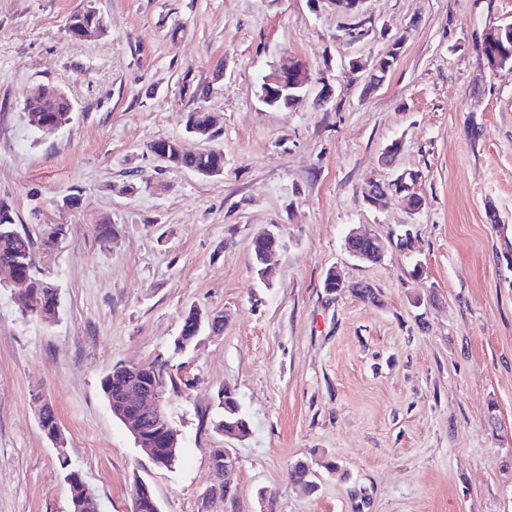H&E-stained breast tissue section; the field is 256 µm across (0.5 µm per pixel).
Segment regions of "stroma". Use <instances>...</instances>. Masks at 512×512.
I'll return each mask as SVG.
<instances>
[{
	"instance_id": "1",
	"label": "stroma",
	"mask_w": 512,
	"mask_h": 512,
	"mask_svg": "<svg viewBox=\"0 0 512 512\" xmlns=\"http://www.w3.org/2000/svg\"><path fill=\"white\" fill-rule=\"evenodd\" d=\"M89 3L107 34L70 38ZM511 22L512 0H366L354 16L330 0H0V201L19 229L63 227L37 253L57 322L22 317L18 287L0 286V512H70L69 469L100 512H132L138 478L162 512H353L356 490L362 512H512V69L478 50ZM286 56L328 76L324 106L262 104L261 79ZM41 85L74 106L49 136L24 118ZM198 109L219 119L223 176L148 150L200 149L185 130ZM409 173L421 210L393 192L368 204ZM74 190L79 205L61 207ZM272 228L264 282L252 240ZM355 228L385 242L380 262L349 256ZM407 229L410 252L395 246ZM333 268L348 286L331 294ZM193 306L223 327L176 350ZM152 362L182 380L165 393L181 434L171 469L100 390L113 365ZM225 387L249 422L239 440L212 427ZM44 402L63 448L40 429ZM215 448L237 458L224 499L209 494ZM299 460L316 493L290 480Z\"/></svg>"
}]
</instances>
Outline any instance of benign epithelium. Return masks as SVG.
Masks as SVG:
<instances>
[{
    "instance_id": "7a95c632",
    "label": "benign epithelium",
    "mask_w": 512,
    "mask_h": 512,
    "mask_svg": "<svg viewBox=\"0 0 512 512\" xmlns=\"http://www.w3.org/2000/svg\"><path fill=\"white\" fill-rule=\"evenodd\" d=\"M267 88H275L279 94L292 95L301 98L302 92L312 84L318 85L317 97L330 98L333 93L332 85L327 77L312 80L310 73L299 62L283 63L272 68L271 72L263 78ZM395 190L404 193L410 203L411 210L418 211L423 202L414 192L413 184L402 176L395 182ZM367 240L376 249L383 253L385 244L381 239L369 234L351 233L346 240V249L350 256L362 260L364 255L353 244ZM117 368L125 370L124 385L112 395V409L119 412L128 431L136 440V446L151 459L158 468L165 466L167 455L157 449L154 440V431H166V413L163 408V393L160 385L145 382L140 373L148 368L137 364H119ZM213 465L224 466V475L232 474L237 468V458L227 448H216L212 452ZM68 485L79 489L75 493L72 508L74 512H98L97 502L93 492L86 485L80 474L71 472L67 476ZM135 512H160L157 500L147 484L138 479L135 481Z\"/></svg>"
}]
</instances>
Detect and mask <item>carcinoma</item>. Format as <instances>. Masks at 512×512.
I'll return each mask as SVG.
<instances>
[{"label":"carcinoma","instance_id":"1","mask_svg":"<svg viewBox=\"0 0 512 512\" xmlns=\"http://www.w3.org/2000/svg\"><path fill=\"white\" fill-rule=\"evenodd\" d=\"M92 30L93 36L102 37L107 33V27L97 11L86 5L73 12L68 19L67 32L75 39L81 38V32ZM27 115L38 116L51 126L66 125L73 118V105L61 89L40 91L25 102ZM152 153L162 152L167 155L166 167L172 169H188L198 172L206 169L224 167V154L219 151L188 153L178 141L161 139L149 146ZM279 241L269 240L258 236L252 241V264L255 271H260L261 256L278 248ZM20 272L31 279L30 302L21 308L23 315L49 325L58 317L59 298L58 286L47 280L37 269L35 240L30 233L20 231L12 209L0 203V272ZM194 309H189L183 319L175 347L184 350L190 347L197 336ZM154 370L156 381L163 385V390L175 386L174 376L165 364H149ZM224 398L218 400V408L222 409V417L214 423V428L224 431V422L236 420L231 409L237 405L234 393L229 388L220 390ZM294 483L300 485L308 493L317 491L318 483L310 466L302 461L295 462L290 470Z\"/></svg>","mask_w":512,"mask_h":512}]
</instances>
